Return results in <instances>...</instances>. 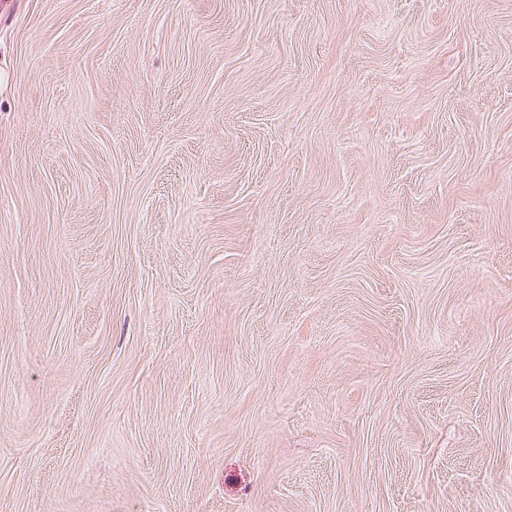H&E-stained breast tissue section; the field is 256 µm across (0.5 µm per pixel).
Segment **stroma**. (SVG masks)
<instances>
[{
	"instance_id": "1",
	"label": "stroma",
	"mask_w": 512,
	"mask_h": 512,
	"mask_svg": "<svg viewBox=\"0 0 512 512\" xmlns=\"http://www.w3.org/2000/svg\"><path fill=\"white\" fill-rule=\"evenodd\" d=\"M0 512H512V0H0Z\"/></svg>"
}]
</instances>
